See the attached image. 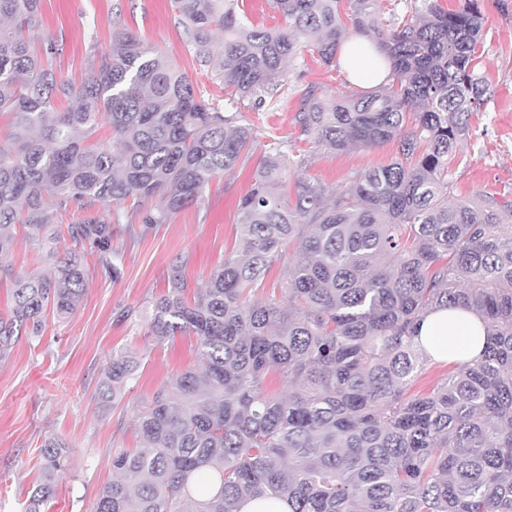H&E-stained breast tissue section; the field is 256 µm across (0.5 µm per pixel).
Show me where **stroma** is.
<instances>
[{
	"label": "stroma",
	"mask_w": 512,
	"mask_h": 512,
	"mask_svg": "<svg viewBox=\"0 0 512 512\" xmlns=\"http://www.w3.org/2000/svg\"><path fill=\"white\" fill-rule=\"evenodd\" d=\"M478 4L486 19L481 71L489 81L488 101L484 112L472 116L470 137L451 167L450 197L483 194L512 202V0ZM41 14L43 25L32 37L56 44L58 76L81 80L93 54L108 48L118 22L164 53L200 90L220 99L225 111L241 112L257 144L287 138L295 152L279 188L284 198H291L296 180L332 185L389 164L397 155L392 142L336 152L307 142L293 122L304 88L316 85L327 98L357 91L341 66L321 64L316 52L287 62L281 104L257 112L237 104L200 69L170 0H41ZM255 170L251 161L215 179L198 203L173 212L166 223L146 232H113L112 250L122 268L118 279L106 278L96 254L84 252L88 280L74 313L60 319L45 312L41 336L21 337L10 357L0 362V512H22L28 493L42 479L40 447L53 434L65 439L68 450L48 512H93L99 489L115 477L113 452L142 445L128 426L132 409L149 402L177 371L199 363L195 336L152 340V302L166 291L174 263H181L195 287L237 248L239 205ZM16 236L17 245L0 257V268L17 274L47 270L46 251L28 241L27 229L17 227ZM126 309L133 310L132 319H122ZM118 349L136 351L144 359L132 389L115 408L103 412L98 408V385Z\"/></svg>",
	"instance_id": "35a3bbf8"
}]
</instances>
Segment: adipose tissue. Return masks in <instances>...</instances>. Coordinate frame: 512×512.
Returning a JSON list of instances; mask_svg holds the SVG:
<instances>
[{"instance_id":"ef3b65f1","label":"adipose tissue","mask_w":512,"mask_h":512,"mask_svg":"<svg viewBox=\"0 0 512 512\" xmlns=\"http://www.w3.org/2000/svg\"><path fill=\"white\" fill-rule=\"evenodd\" d=\"M369 46L368 38L352 36L344 41L340 52V62L349 80L363 87L387 82L390 76L388 63L378 61ZM460 326L466 327L472 338L469 357H477L485 341L483 322L474 312L461 308L439 309L428 313L419 327L418 341L433 360L449 361L448 352L439 349L437 341L440 337L454 335Z\"/></svg>"}]
</instances>
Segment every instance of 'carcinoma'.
Returning a JSON list of instances; mask_svg holds the SVG:
<instances>
[{"label":"carcinoma","mask_w":512,"mask_h":512,"mask_svg":"<svg viewBox=\"0 0 512 512\" xmlns=\"http://www.w3.org/2000/svg\"><path fill=\"white\" fill-rule=\"evenodd\" d=\"M376 2L272 0L284 20L276 30L245 24L237 0H173L198 65L257 112L280 102L285 61L307 49L333 66L349 19L389 61L392 82L330 100L310 86L295 122L318 148L394 141L397 157L345 184L298 181L290 204L275 193L288 141L265 145L240 203L239 247L193 301L176 266L153 303L152 339L193 334L202 367L174 374L132 412L145 447L112 455L119 479L100 488L94 512H239L250 495L289 512H512V202L448 203L449 168L487 102L478 70L485 17L477 0L456 11L408 0L385 25ZM40 22V0H0V112L13 116L0 140V256L23 224L54 259L46 273L13 279L0 361L22 333L40 335L47 308L61 319L77 308V249L94 250L105 276L121 275L112 251L119 212L65 225L72 248L62 256L55 219L75 204L158 197L142 223L162 224L256 149L239 113L123 29L80 85L57 76L56 46L26 39ZM61 96L75 98L62 112ZM104 114L117 152L87 144ZM278 261L286 287L257 294ZM443 307L481 315L485 348L413 394L432 361L414 343L417 325ZM139 363L135 351L112 353L103 403L123 397ZM271 377L288 394L269 391ZM63 448L45 438L44 477L24 512H45Z\"/></svg>","instance_id":"1"}]
</instances>
